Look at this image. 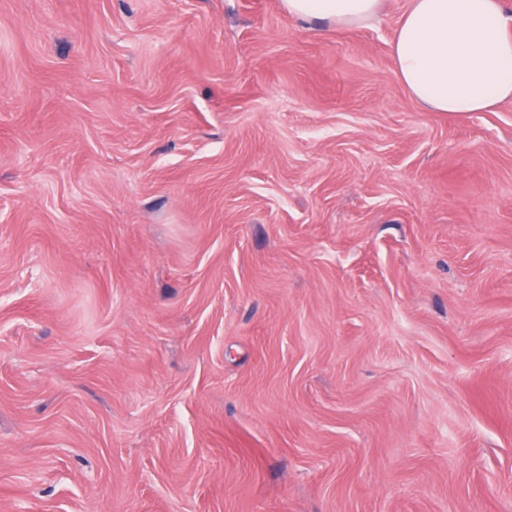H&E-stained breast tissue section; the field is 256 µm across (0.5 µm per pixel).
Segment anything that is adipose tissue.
<instances>
[{
    "instance_id": "adipose-tissue-1",
    "label": "adipose tissue",
    "mask_w": 512,
    "mask_h": 512,
    "mask_svg": "<svg viewBox=\"0 0 512 512\" xmlns=\"http://www.w3.org/2000/svg\"><path fill=\"white\" fill-rule=\"evenodd\" d=\"M382 0H283L299 22L361 26ZM401 83L434 112H490L512 100V11L502 0H409L390 45Z\"/></svg>"
}]
</instances>
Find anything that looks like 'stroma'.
<instances>
[{"label": "stroma", "instance_id": "stroma-1", "mask_svg": "<svg viewBox=\"0 0 512 512\" xmlns=\"http://www.w3.org/2000/svg\"><path fill=\"white\" fill-rule=\"evenodd\" d=\"M407 0H0V512H512V101ZM382 0H283L288 15L299 22H327L336 27L361 26L380 11ZM390 61L424 108L491 112L512 100V13L502 0H409Z\"/></svg>", "mask_w": 512, "mask_h": 512}]
</instances>
